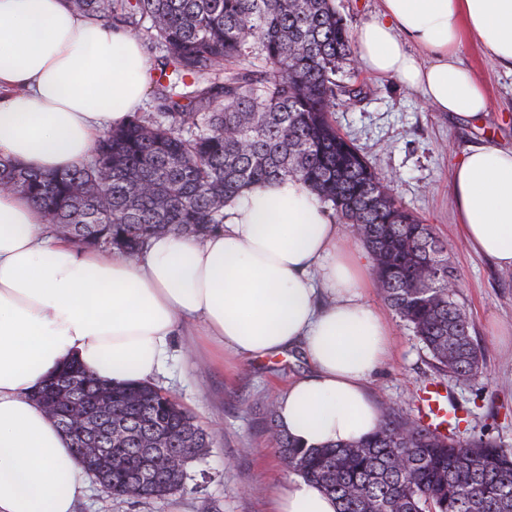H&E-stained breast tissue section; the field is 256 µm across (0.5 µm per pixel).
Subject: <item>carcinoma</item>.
<instances>
[{
	"instance_id": "1",
	"label": "carcinoma",
	"mask_w": 512,
	"mask_h": 512,
	"mask_svg": "<svg viewBox=\"0 0 512 512\" xmlns=\"http://www.w3.org/2000/svg\"><path fill=\"white\" fill-rule=\"evenodd\" d=\"M77 14L121 25L161 54L157 112L132 113L89 160L52 174L0 159V191L21 193L80 248L139 256L165 232L203 235L224 224L241 190L304 182L339 223L357 228L377 288L422 342L434 369L470 381L485 350L448 288L456 280L433 226L405 207L336 129V73L351 37L333 0H67ZM76 406L97 411L89 429L53 415L75 455L111 448L112 495L125 494L147 448L187 462L211 445L194 417L151 382L112 386L65 367ZM445 434L383 411L370 437L303 448L272 426L288 471L336 500L337 512H512V453L484 435ZM187 472L158 467L147 493L184 490Z\"/></svg>"
}]
</instances>
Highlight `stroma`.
<instances>
[{
    "instance_id": "35a3bbf8",
    "label": "stroma",
    "mask_w": 512,
    "mask_h": 512,
    "mask_svg": "<svg viewBox=\"0 0 512 512\" xmlns=\"http://www.w3.org/2000/svg\"><path fill=\"white\" fill-rule=\"evenodd\" d=\"M462 67L476 76L490 100L481 122H467L431 108L417 90L379 78L352 61L337 73L333 118L368 158L394 195L432 224L448 246L457 292L486 350L482 377L437 378L425 349L408 326L369 289L367 302L392 328V351L372 376L380 407L417 415L433 383L463 411V436L485 435L512 452V270L475 254L463 240L453 211L449 172L468 147L496 138L512 145V73L486 56L475 38L458 47ZM309 370L299 351L252 361L233 355L213 359L209 348L194 356L174 350L156 383L212 434L206 453L188 468L184 491L162 499H113L84 476L76 512H273L290 474L271 441L268 408L288 382Z\"/></svg>"
}]
</instances>
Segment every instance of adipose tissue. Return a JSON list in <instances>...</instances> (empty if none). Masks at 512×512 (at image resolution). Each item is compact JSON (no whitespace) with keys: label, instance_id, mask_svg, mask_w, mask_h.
Masks as SVG:
<instances>
[{"label":"adipose tissue","instance_id":"ef3b65f1","mask_svg":"<svg viewBox=\"0 0 512 512\" xmlns=\"http://www.w3.org/2000/svg\"><path fill=\"white\" fill-rule=\"evenodd\" d=\"M467 36L512 69V0H381L357 56L436 110L475 121L487 99L457 59ZM149 68L139 40L66 0H0V157L40 173L80 165L142 105ZM450 189L470 248L512 270V147L469 148ZM372 285L346 225L295 179L243 190L222 229L155 236L133 260L73 246L25 195L0 192V512H74L83 492L69 438L33 397L44 380L74 360L104 383L150 381L184 319L198 323L192 350L203 336L221 355L305 353L309 372L277 401L293 440L369 436L381 418L369 379L391 342L364 298ZM278 512H336V502L296 476Z\"/></svg>","mask_w":512,"mask_h":512}]
</instances>
